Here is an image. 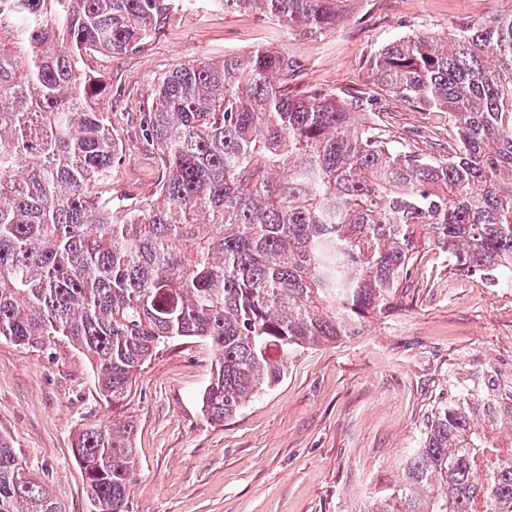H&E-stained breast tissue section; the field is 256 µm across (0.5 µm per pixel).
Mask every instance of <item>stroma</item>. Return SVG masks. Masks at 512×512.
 I'll return each instance as SVG.
<instances>
[{"instance_id":"stroma-1","label":"stroma","mask_w":512,"mask_h":512,"mask_svg":"<svg viewBox=\"0 0 512 512\" xmlns=\"http://www.w3.org/2000/svg\"><path fill=\"white\" fill-rule=\"evenodd\" d=\"M173 2L171 20L143 49L102 61L118 93L112 124L122 150L111 184L118 199H152L163 175L153 150L135 141L160 74L257 48L288 53L299 89L362 94L396 140L442 156L432 137L447 132V112L393 96L372 60L397 37L447 34L508 6L365 0L355 18L309 39L224 11L216 0ZM213 364L206 342L184 340L159 347L136 371L120 413L134 426L136 453L127 512H358L365 497L396 483L439 405L475 382L512 396V288L463 276L425 239L390 312L371 317L360 336L294 354L279 385L221 424L201 411ZM112 417L81 351L55 336L37 349L0 339V431L60 512H88L74 444Z\"/></svg>"}]
</instances>
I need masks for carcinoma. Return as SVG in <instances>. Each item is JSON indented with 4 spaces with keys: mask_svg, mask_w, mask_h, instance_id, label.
Listing matches in <instances>:
<instances>
[{
    "mask_svg": "<svg viewBox=\"0 0 512 512\" xmlns=\"http://www.w3.org/2000/svg\"><path fill=\"white\" fill-rule=\"evenodd\" d=\"M362 2L218 0L304 38ZM171 16L172 0H0V338L62 337L114 413L155 349L205 341L201 409L220 423L298 350L389 311L422 229L456 269L512 281V8L398 37L373 60L389 92L448 111L446 156L395 140L361 95L297 93L288 53L258 48L156 79L142 138L164 176L154 199L118 202L112 84L93 60L144 48ZM505 423L511 397L440 405L360 512H512ZM132 435L114 420L78 437L90 512H125ZM0 512H58L3 435Z\"/></svg>",
    "mask_w": 512,
    "mask_h": 512,
    "instance_id": "1",
    "label": "carcinoma"
}]
</instances>
